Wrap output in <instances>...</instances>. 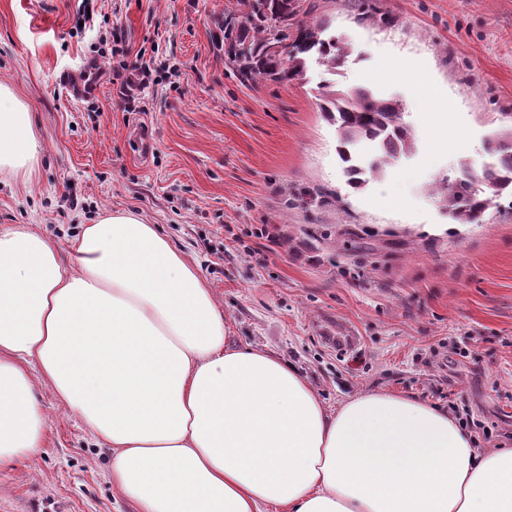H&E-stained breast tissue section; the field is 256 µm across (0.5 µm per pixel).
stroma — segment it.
Masks as SVG:
<instances>
[{
    "label": "stroma",
    "instance_id": "stroma-1",
    "mask_svg": "<svg viewBox=\"0 0 512 512\" xmlns=\"http://www.w3.org/2000/svg\"><path fill=\"white\" fill-rule=\"evenodd\" d=\"M316 2L354 49L340 75L313 64L303 82L246 86L224 65L225 0H0V81L42 147L31 182L0 175V228L35 225L65 255L100 211L136 210L196 264L229 345L290 361L328 410L373 391L465 406L491 430H473L480 447L511 448L512 208L458 224L431 185L481 167L512 126V0ZM115 33L126 60L105 53ZM140 51L172 75L138 88L128 112L119 92ZM332 80L396 97L417 138L360 190L317 105ZM39 397L47 448L0 470V512H135L112 488L109 450Z\"/></svg>",
    "mask_w": 512,
    "mask_h": 512
}]
</instances>
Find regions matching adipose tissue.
Here are the masks:
<instances>
[{
  "label": "adipose tissue",
  "mask_w": 512,
  "mask_h": 512,
  "mask_svg": "<svg viewBox=\"0 0 512 512\" xmlns=\"http://www.w3.org/2000/svg\"><path fill=\"white\" fill-rule=\"evenodd\" d=\"M32 116L0 82V174L30 181ZM60 249L0 230V467L38 458L46 387L109 449L137 512H512V448L386 392L328 412L290 362L226 344L196 265L134 210Z\"/></svg>",
  "instance_id": "obj_1"
}]
</instances>
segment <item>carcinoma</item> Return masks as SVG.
Here are the masks:
<instances>
[{"instance_id":"carcinoma-1","label":"carcinoma","mask_w":512,"mask_h":512,"mask_svg":"<svg viewBox=\"0 0 512 512\" xmlns=\"http://www.w3.org/2000/svg\"><path fill=\"white\" fill-rule=\"evenodd\" d=\"M314 12L311 0H228L224 64L244 85L304 80L310 60L336 73L353 48L340 37L325 36L326 20L308 21ZM318 107L339 132L338 155L354 189L385 176L400 157L415 151L414 131L395 98L332 82L319 87ZM487 150L494 157L491 165L479 172L464 166L460 176L432 185L433 195L458 224H477L501 198L512 197V130L496 133ZM476 184L483 190L474 191Z\"/></svg>"}]
</instances>
